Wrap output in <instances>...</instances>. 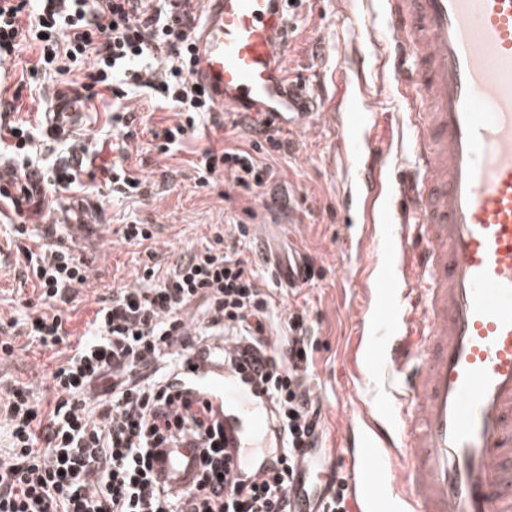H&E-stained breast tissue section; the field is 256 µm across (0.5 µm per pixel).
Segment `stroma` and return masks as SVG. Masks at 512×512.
Here are the masks:
<instances>
[{"instance_id":"obj_1","label":"stroma","mask_w":512,"mask_h":512,"mask_svg":"<svg viewBox=\"0 0 512 512\" xmlns=\"http://www.w3.org/2000/svg\"><path fill=\"white\" fill-rule=\"evenodd\" d=\"M387 30L378 0H302L294 31L288 36L281 60L289 75L302 81L325 118L309 135L284 132L287 143L274 154L275 176L264 189L265 200L245 198L227 203L219 188L202 186L192 162L200 151L222 149L225 132L215 117L205 118L178 151L158 153L151 146L152 128L175 123L173 110L153 105L147 94L133 91L124 104L135 116L136 139L129 144L127 166L142 178L145 194L126 197L113 194L102 181L88 183L64 194L44 188L39 204H26L31 250L47 241L48 225H64L66 243L89 267L91 295L78 304L69 325L83 333L94 317L95 294L131 284L146 256L124 243L118 228L138 221L152 225L153 249L159 256L176 260L179 254L203 247L210 227L251 208L249 222L254 237L255 259L269 287L279 288L272 258L297 250L311 256L319 273L312 283L290 295L289 304L304 306L317 329L315 398L325 417V445L335 451L334 464L346 470L339 452L338 417L354 413L365 399L361 380L351 368L352 340L361 299L356 293V247L346 240L358 230V219H346L342 207L344 178L340 167L336 124V86L360 78L363 104H374L380 114L377 131L391 129L400 137L399 123L409 105L396 88L394 72L379 54L377 44ZM38 58L29 47L19 51L5 80L8 92H19L14 119L39 124L61 83L55 74H38L33 89L23 88L20 78ZM112 95L104 93L86 109L70 140L38 142L36 160L40 171L66 159L69 141L91 140L93 170L110 166L114 130ZM74 224H89V236L74 235ZM19 253L9 240H0V332L11 320H23L25 300L33 298V281L27 280ZM55 366L51 352L33 345L20 346L9 360L0 362V373L23 382L39 380Z\"/></svg>"}]
</instances>
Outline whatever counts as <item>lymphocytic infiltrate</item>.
Listing matches in <instances>:
<instances>
[{
  "instance_id": "obj_1",
  "label": "lymphocytic infiltrate",
  "mask_w": 512,
  "mask_h": 512,
  "mask_svg": "<svg viewBox=\"0 0 512 512\" xmlns=\"http://www.w3.org/2000/svg\"><path fill=\"white\" fill-rule=\"evenodd\" d=\"M189 41L181 0H0V67L28 44L38 65L63 76L62 95L84 105L111 92L120 132L130 125L122 106L129 87L143 89L178 116L152 134L162 154L181 147L211 109L189 78ZM224 126L250 142L204 150L198 180L224 176L229 203L243 192L259 197L274 176L262 158L286 142L249 115L232 114ZM21 253L37 294L18 332L0 339V357H12L22 336L58 363L38 384L0 378L9 441L0 448V512H291L290 489L324 435L311 391L317 336L305 310L281 307L262 286L249 225H214L210 245L173 262L148 252L135 283L98 298L78 336L69 324L89 286L84 261L61 241ZM216 341L225 363L253 362L281 436L275 470L249 483L230 466L223 428L170 382L195 347ZM186 441L201 453L196 483H159L152 449Z\"/></svg>"
}]
</instances>
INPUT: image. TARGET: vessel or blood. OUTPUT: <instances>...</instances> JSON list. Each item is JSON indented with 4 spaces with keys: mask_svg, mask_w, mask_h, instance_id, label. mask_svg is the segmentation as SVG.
Masks as SVG:
<instances>
[{
    "mask_svg": "<svg viewBox=\"0 0 512 512\" xmlns=\"http://www.w3.org/2000/svg\"><path fill=\"white\" fill-rule=\"evenodd\" d=\"M286 0H192L190 78L213 108L252 107L276 127L312 133L321 113L279 66ZM381 42L410 105L407 163L368 128L340 143L343 211L369 224L356 246L373 270L356 346L361 374L389 386L342 428L356 512H512V0H386ZM68 136L82 114L55 101ZM308 259L275 264L287 287ZM198 403L230 453L279 441L257 388L224 364V347L190 356ZM156 477L189 488L198 452L159 449Z\"/></svg>",
    "mask_w": 512,
    "mask_h": 512,
    "instance_id": "obj_1",
    "label": "vessel or blood"
}]
</instances>
